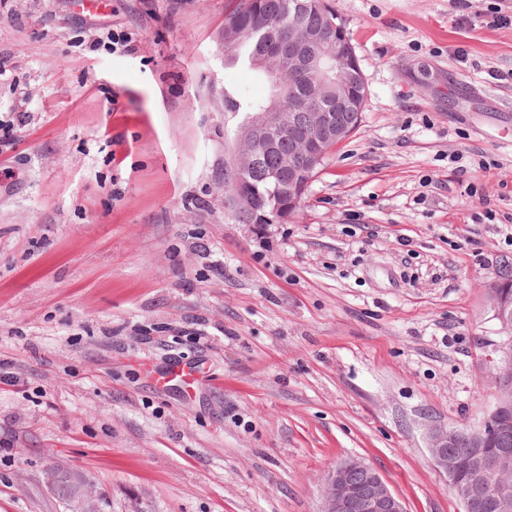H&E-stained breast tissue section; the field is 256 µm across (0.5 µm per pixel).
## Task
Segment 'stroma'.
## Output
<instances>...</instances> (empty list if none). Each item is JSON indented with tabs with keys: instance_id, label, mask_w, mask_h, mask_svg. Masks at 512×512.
Here are the masks:
<instances>
[{
	"instance_id": "1",
	"label": "stroma",
	"mask_w": 512,
	"mask_h": 512,
	"mask_svg": "<svg viewBox=\"0 0 512 512\" xmlns=\"http://www.w3.org/2000/svg\"><path fill=\"white\" fill-rule=\"evenodd\" d=\"M324 3L361 124L259 233L224 210V90L266 91L230 0H0V512H68L53 461L105 512H320L349 459L463 512L430 436L481 426L507 342L512 0ZM45 483L54 494L65 497L70 511L103 512L99 491L81 474L56 463L46 470Z\"/></svg>"
}]
</instances>
